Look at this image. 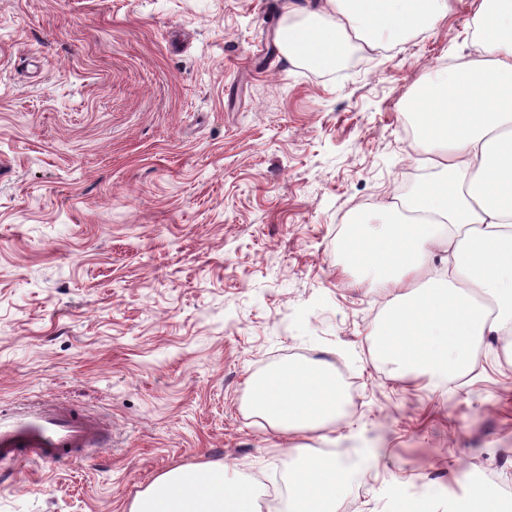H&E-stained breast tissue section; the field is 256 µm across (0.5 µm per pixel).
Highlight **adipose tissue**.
I'll return each mask as SVG.
<instances>
[{
  "label": "adipose tissue",
  "instance_id": "ef3b65f1",
  "mask_svg": "<svg viewBox=\"0 0 512 512\" xmlns=\"http://www.w3.org/2000/svg\"><path fill=\"white\" fill-rule=\"evenodd\" d=\"M280 50L288 61L334 68L353 51H381L436 31L448 0H289ZM475 51L413 91L408 109L430 147L434 180L404 213L361 220L344 245L345 270L394 294L374 358L431 381L467 369L485 336L512 360V0H480ZM328 363L287 366L251 381L248 404L282 433L336 421L344 394ZM288 512H336L351 467L295 444ZM130 512H262L256 486L223 461L159 475Z\"/></svg>",
  "mask_w": 512,
  "mask_h": 512
}]
</instances>
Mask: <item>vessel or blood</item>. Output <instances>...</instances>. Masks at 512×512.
Segmentation results:
<instances>
[{"instance_id": "b4317fda", "label": "vessel or blood", "mask_w": 512, "mask_h": 512, "mask_svg": "<svg viewBox=\"0 0 512 512\" xmlns=\"http://www.w3.org/2000/svg\"><path fill=\"white\" fill-rule=\"evenodd\" d=\"M103 427L79 412L33 403L0 414V457L25 454L45 461L99 447Z\"/></svg>"}]
</instances>
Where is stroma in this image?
<instances>
[{"label":"stroma","mask_w":512,"mask_h":512,"mask_svg":"<svg viewBox=\"0 0 512 512\" xmlns=\"http://www.w3.org/2000/svg\"><path fill=\"white\" fill-rule=\"evenodd\" d=\"M473 11L449 0L435 34L343 71L282 56L283 0H0V409L52 399L110 431L0 460V512H128L211 461L288 481L247 382L323 359L353 411L300 442L368 462L350 512L512 487V364L481 347L443 389L376 362L392 297L339 249L431 179L404 103L472 53Z\"/></svg>","instance_id":"stroma-1"}]
</instances>
